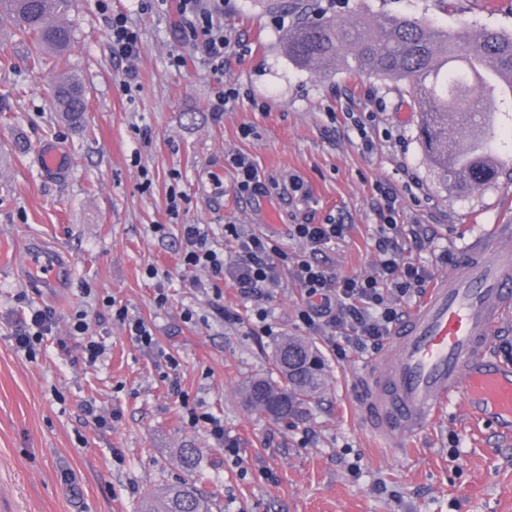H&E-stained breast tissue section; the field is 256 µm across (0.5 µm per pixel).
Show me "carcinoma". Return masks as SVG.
<instances>
[{
	"mask_svg": "<svg viewBox=\"0 0 512 512\" xmlns=\"http://www.w3.org/2000/svg\"><path fill=\"white\" fill-rule=\"evenodd\" d=\"M71 0H0L20 35L37 48L62 55L74 41V29L58 23ZM288 56L324 68L352 58L359 71L405 82L422 101L419 138L438 173L461 190L493 183L499 168L492 155L498 137L497 103L512 105V91H499V76L512 75V34L480 28L465 36L414 19H382L347 25L300 19L286 35ZM55 99L67 121L83 122L84 90L67 76L55 86ZM453 129L462 138L448 133ZM276 377L263 375L243 386L248 406L275 421L295 414L323 388L325 367L314 345L283 336L273 353ZM213 498L182 482L163 493V506L144 500L139 512H212Z\"/></svg>",
	"mask_w": 512,
	"mask_h": 512,
	"instance_id": "1",
	"label": "carcinoma"
}]
</instances>
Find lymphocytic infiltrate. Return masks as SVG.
<instances>
[{
  "label": "lymphocytic infiltrate",
  "mask_w": 512,
  "mask_h": 512,
  "mask_svg": "<svg viewBox=\"0 0 512 512\" xmlns=\"http://www.w3.org/2000/svg\"><path fill=\"white\" fill-rule=\"evenodd\" d=\"M181 13L190 19L191 30L199 31L206 59L214 68H222L229 41L224 28L215 22L204 0H180ZM341 224H297L293 235L310 250L309 256L289 261L267 236L249 230L242 224H228L224 236L236 244L231 255L211 247L208 233L197 224L182 228L185 267L207 270L213 277H229L243 293L259 288H276L281 283L282 267H290L295 280L305 292L300 317L309 325L333 327L347 324L355 337L357 348L378 344L389 335L400 315L387 291L408 295L422 291L425 275L413 265H400L396 258L382 260L376 274L370 276L336 277L315 255L322 246L343 235ZM55 324L54 313L47 308L29 309L21 329L14 335L17 352L33 357Z\"/></svg>",
  "instance_id": "f902f5d3"
}]
</instances>
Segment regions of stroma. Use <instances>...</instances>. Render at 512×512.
I'll return each instance as SVG.
<instances>
[{"label": "stroma", "mask_w": 512, "mask_h": 512, "mask_svg": "<svg viewBox=\"0 0 512 512\" xmlns=\"http://www.w3.org/2000/svg\"><path fill=\"white\" fill-rule=\"evenodd\" d=\"M110 7L138 31L135 57L113 56L95 0H73L64 17L75 29L66 66L86 90L80 127L58 117L51 60L0 19V242L11 250L42 239L69 269L59 288L27 274L0 278V512H137L144 497L185 480V446L199 453L196 488L215 494L221 512H512V436L455 401L411 450L388 453L359 418L367 363L380 349L347 346L344 327L303 323L304 291L290 273L270 295L249 298L179 261L184 224L205 225L218 249L225 225H247L293 261L307 250L294 225L335 222L344 235L319 261L339 276L367 275L384 258L377 242L391 214L421 225L422 245L402 238L397 253L434 280L452 270L443 253L490 225H512V112L496 115L498 181L451 191L426 156L404 83L341 62L328 72L301 66L284 46L302 14L512 32V0H219L230 41L220 72L203 61L178 0ZM177 54L184 67L172 65ZM224 87L236 99L217 120L210 104ZM51 141L71 158L61 180L38 166ZM238 153L263 175V190L240 192L229 162ZM292 180L299 191L288 190ZM173 190L183 195L174 210ZM115 305L150 325L155 346L130 336ZM31 306L56 316L32 360L13 340ZM79 310L106 347L93 365L69 334ZM287 334L318 347L326 376L285 422L247 407L240 389L270 373ZM205 415L223 423V440L192 424Z\"/></svg>", "instance_id": "1"}]
</instances>
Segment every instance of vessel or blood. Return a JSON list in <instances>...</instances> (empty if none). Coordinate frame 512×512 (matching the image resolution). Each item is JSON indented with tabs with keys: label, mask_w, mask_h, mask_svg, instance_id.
I'll return each instance as SVG.
<instances>
[{
	"label": "vessel or blood",
	"mask_w": 512,
	"mask_h": 512,
	"mask_svg": "<svg viewBox=\"0 0 512 512\" xmlns=\"http://www.w3.org/2000/svg\"><path fill=\"white\" fill-rule=\"evenodd\" d=\"M39 164L53 179L68 170L51 146L40 151ZM19 261L42 285L55 287L63 278L57 252L42 242L20 252L0 248V268ZM511 314L512 225L496 224L459 249L453 271L436 281L397 326L386 354L372 361L375 376L361 413L382 447H409L411 436L456 399L474 419L512 433V363L493 352L494 333Z\"/></svg>",
	"instance_id": "vessel-or-blood-1"
}]
</instances>
